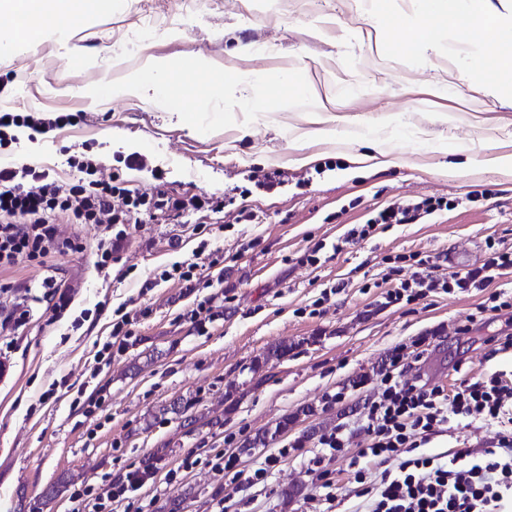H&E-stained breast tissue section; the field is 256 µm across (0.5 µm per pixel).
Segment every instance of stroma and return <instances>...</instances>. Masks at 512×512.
<instances>
[{
	"label": "stroma",
	"instance_id": "stroma-1",
	"mask_svg": "<svg viewBox=\"0 0 512 512\" xmlns=\"http://www.w3.org/2000/svg\"><path fill=\"white\" fill-rule=\"evenodd\" d=\"M387 9L381 24L373 0H112L0 52V110L78 116L1 147L0 167L24 162L72 183L80 173L70 159L87 157L100 176L151 195L224 199L217 223L185 214L127 226L106 275L95 267L97 227L60 225L83 248L51 259V275L76 287L58 317L35 268L0 270V311L30 296L26 324L0 331V512H70L72 490L98 496L152 457L156 474L139 492L149 512L175 500L180 512H312L323 493L308 471L319 439L359 418L372 392L355 382L394 348L430 334L424 353L408 352L407 376L450 395L487 373L512 382V350L493 343L512 333V318L475 315L488 289L386 300L393 258L408 272L429 260L442 275L449 255L476 267L488 239L512 246V94L493 90L449 32L402 48L419 0ZM156 61L166 103L137 83ZM132 154L142 166H126ZM273 171L281 183L269 191L261 181ZM432 196L448 209L346 237L376 210ZM244 204L256 222L239 220ZM203 242L224 257L223 285L157 280ZM207 299L210 317L193 321ZM120 310L138 314L121 346ZM278 345L287 355L267 357ZM340 389L344 399L330 401ZM173 402L195 424L161 414ZM283 420L276 441L243 451ZM493 438L461 425L426 450L479 451ZM366 444L355 434L326 462L336 512L363 503L351 460ZM286 445L288 457L256 485L208 464L229 450L249 475Z\"/></svg>",
	"mask_w": 512,
	"mask_h": 512
}]
</instances>
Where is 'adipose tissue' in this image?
I'll return each mask as SVG.
<instances>
[{"label": "adipose tissue", "instance_id": "1", "mask_svg": "<svg viewBox=\"0 0 512 512\" xmlns=\"http://www.w3.org/2000/svg\"><path fill=\"white\" fill-rule=\"evenodd\" d=\"M103 0H0V11H8L19 19L11 39L21 42L34 36L29 21L34 17L65 18L79 21L99 12ZM454 32L477 54L493 87L512 92V59L503 53L505 37L512 35V20L502 22L495 17L464 7L462 0H422L420 22L407 28L403 46L416 48L436 32Z\"/></svg>", "mask_w": 512, "mask_h": 512}]
</instances>
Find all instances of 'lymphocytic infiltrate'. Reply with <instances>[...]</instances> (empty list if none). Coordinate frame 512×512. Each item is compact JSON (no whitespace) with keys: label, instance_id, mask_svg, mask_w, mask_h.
I'll return each instance as SVG.
<instances>
[{"label":"lymphocytic infiltrate","instance_id":"f902f5d3","mask_svg":"<svg viewBox=\"0 0 512 512\" xmlns=\"http://www.w3.org/2000/svg\"><path fill=\"white\" fill-rule=\"evenodd\" d=\"M79 170L82 179L71 185L47 181L28 186L23 182L28 165L0 169L1 270L22 262L42 265L52 254L78 249L77 241L60 234L62 221L103 224L96 265L104 270L124 239V225L189 209L210 214L224 210L223 199L206 193L188 201L164 191L150 198L116 177H98L96 163H82ZM116 198L121 207H113ZM447 206V201L433 197L393 204L352 227L348 236L363 239L383 224H414ZM487 250L480 266L455 270L444 278L428 269L412 272L388 291V302H414L438 289L489 288L512 269V248L491 240ZM403 359L402 348H395L360 426L369 440L362 457L385 466L372 479L365 471L357 473L365 512H512V386L494 375L463 383L450 396L443 388L405 380ZM463 421L494 429V447L477 453L463 448L447 456L422 452L433 435ZM152 477L149 470L128 468L91 504L80 491H73V512H112L116 502L124 505V512H145L137 492Z\"/></svg>","mask_w":512,"mask_h":512}]
</instances>
